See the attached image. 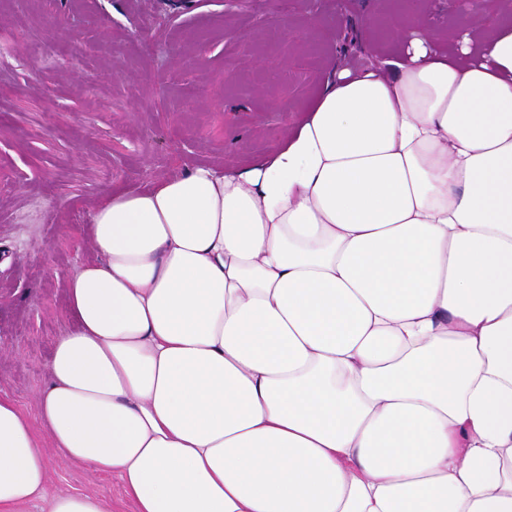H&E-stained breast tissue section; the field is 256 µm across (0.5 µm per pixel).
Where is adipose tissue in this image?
I'll return each instance as SVG.
<instances>
[{
    "label": "adipose tissue",
    "mask_w": 512,
    "mask_h": 512,
    "mask_svg": "<svg viewBox=\"0 0 512 512\" xmlns=\"http://www.w3.org/2000/svg\"><path fill=\"white\" fill-rule=\"evenodd\" d=\"M340 72L283 146L117 189L0 512L47 451L136 512H512V29Z\"/></svg>",
    "instance_id": "1"
}]
</instances>
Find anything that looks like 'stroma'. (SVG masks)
<instances>
[{
  "label": "stroma",
  "mask_w": 512,
  "mask_h": 512,
  "mask_svg": "<svg viewBox=\"0 0 512 512\" xmlns=\"http://www.w3.org/2000/svg\"><path fill=\"white\" fill-rule=\"evenodd\" d=\"M0 0V395L46 430L37 397L67 330V278L91 255L112 189L200 165L253 166L333 68L397 57L398 0ZM47 498L88 492L133 512L115 476L48 459Z\"/></svg>",
  "instance_id": "obj_1"
}]
</instances>
